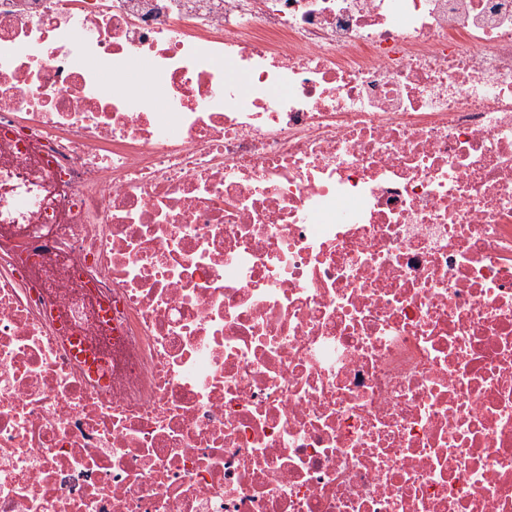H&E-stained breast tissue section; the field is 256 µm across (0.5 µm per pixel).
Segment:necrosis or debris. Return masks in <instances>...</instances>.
Listing matches in <instances>:
<instances>
[{"instance_id": "4bbe7bcc", "label": "necrosis or debris", "mask_w": 512, "mask_h": 512, "mask_svg": "<svg viewBox=\"0 0 512 512\" xmlns=\"http://www.w3.org/2000/svg\"><path fill=\"white\" fill-rule=\"evenodd\" d=\"M0 512H512V0H0Z\"/></svg>"}]
</instances>
